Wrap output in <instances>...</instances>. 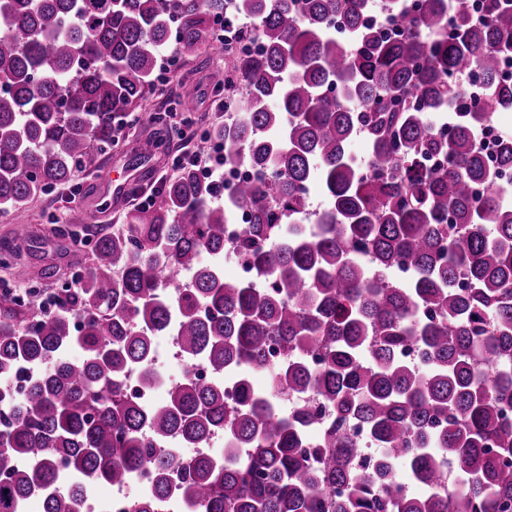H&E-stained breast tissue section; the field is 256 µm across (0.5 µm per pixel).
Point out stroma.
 Here are the masks:
<instances>
[{
    "label": "stroma",
    "mask_w": 512,
    "mask_h": 512,
    "mask_svg": "<svg viewBox=\"0 0 512 512\" xmlns=\"http://www.w3.org/2000/svg\"><path fill=\"white\" fill-rule=\"evenodd\" d=\"M226 70L225 57L202 56L170 74L154 103L164 111L169 109L171 98L191 97L196 101L197 114L206 116L208 123L223 122ZM218 146L217 140L200 135L189 143L176 140L166 157L138 161L115 149L99 158L91 170L79 173L64 189L53 190L28 211L0 214V244L10 241L17 224L31 225L38 237L32 250L23 252L18 259L27 268L30 280L28 284L16 285V294L25 295L32 286L59 289L72 272L82 270L88 262L86 249L71 241L76 227L97 224L109 228L124 224L128 211L141 205L147 195L176 175L175 156L188 152L210 157Z\"/></svg>",
    "instance_id": "stroma-1"
}]
</instances>
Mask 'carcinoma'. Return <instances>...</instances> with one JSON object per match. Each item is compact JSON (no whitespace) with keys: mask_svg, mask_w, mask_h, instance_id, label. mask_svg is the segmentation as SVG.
<instances>
[{"mask_svg":"<svg viewBox=\"0 0 512 512\" xmlns=\"http://www.w3.org/2000/svg\"><path fill=\"white\" fill-rule=\"evenodd\" d=\"M228 4L237 38L261 49L234 54L227 89L242 100L214 134L222 161L253 177L216 205L224 187L182 164L121 229L94 228L89 264L52 307L35 288L0 292V382L43 367L21 398L0 394V512L33 496L80 512L87 480L138 471L148 487L130 512H512V201L499 184L512 135L495 166L475 145L512 109L499 77L512 0H482L478 15L457 0L451 30L448 0H0V212L112 150L113 120L151 108L163 47L180 63L228 52L211 25ZM376 8L403 21L398 38L368 24ZM461 73L484 94L458 112ZM360 134L363 164L349 151ZM170 142L164 127L126 150L152 158ZM313 185L329 200L314 220ZM242 212L237 251L257 275L228 281L224 225ZM31 239L17 224L0 249ZM399 267L411 280L389 277ZM165 335L183 378L162 401L128 396L132 374L160 376ZM408 341L417 366L397 358ZM291 394L333 407L319 438L318 412L283 408ZM353 420L376 446L371 467ZM214 437L224 448L176 452Z\"/></svg>","mask_w":512,"mask_h":512,"instance_id":"carcinoma-1","label":"carcinoma"}]
</instances>
